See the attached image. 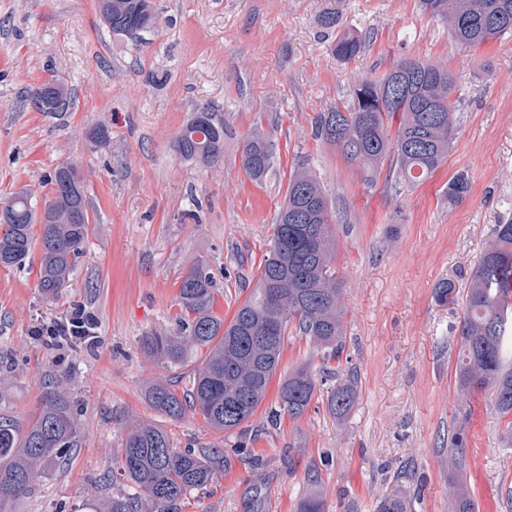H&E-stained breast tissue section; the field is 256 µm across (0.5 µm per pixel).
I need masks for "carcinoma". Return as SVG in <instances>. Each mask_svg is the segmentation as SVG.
I'll return each mask as SVG.
<instances>
[{
  "label": "carcinoma",
  "mask_w": 512,
  "mask_h": 512,
  "mask_svg": "<svg viewBox=\"0 0 512 512\" xmlns=\"http://www.w3.org/2000/svg\"><path fill=\"white\" fill-rule=\"evenodd\" d=\"M425 15L448 20L454 40L464 49H477L512 34V0H418ZM101 20L115 37L145 43L158 15L151 0H98ZM316 22L336 34L330 48L342 61L365 49L367 38L338 31L339 10H324ZM448 68L413 58L394 61L382 76L356 75L351 80V103L316 113L314 136L363 169L365 181L375 183L383 167L386 179L413 187L442 167L454 131L456 101ZM62 99L74 107L64 78L53 75L26 95L39 112L37 98ZM224 120L209 105L197 108L173 141L179 158L209 165L224 156ZM276 146L261 129L244 139L241 166L253 180L273 168ZM50 182L54 196L36 213L30 193L22 190L0 207V266L23 262L40 245V288L48 298L58 295L69 280L89 235L86 187L77 170L55 168ZM470 189L459 174L448 182V202L459 203ZM335 221L327 194L310 167L291 172L286 197L274 227L266 258L254 288L236 310L231 322L217 315L216 279L206 262L197 260L179 288L176 336L142 337L148 358L166 371L176 372L192 356L205 351L193 372L192 383L177 394L170 382L149 385L150 406L172 421L197 414L217 432L237 429L255 415L280 364L288 330L298 327L320 357L297 366L280 379L278 408L299 420L315 395L326 394L328 412L346 417L356 400L352 378L340 380L331 361H340L344 348V309L335 259ZM512 222L499 224L495 238L471 274L464 314L455 327L460 339L455 384L458 395L490 391L494 407L507 423L501 442L512 447ZM78 437L74 402L52 379L42 393L38 411L27 424L0 416V495L28 491L41 468L66 460ZM228 458L220 448L183 449L173 446L168 434L154 424H136L122 441L119 468L131 483L129 491L112 496L106 512H182L192 492L203 491L224 473ZM464 433L455 432L448 448V507L450 512H478L466 477ZM306 489L299 512H324L321 477L317 467L305 473ZM378 512H407L405 499L389 493Z\"/></svg>",
  "instance_id": "carcinoma-1"
}]
</instances>
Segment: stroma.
Instances as JSON below:
<instances>
[{"label": "stroma", "instance_id": "35a3bbf8", "mask_svg": "<svg viewBox=\"0 0 512 512\" xmlns=\"http://www.w3.org/2000/svg\"><path fill=\"white\" fill-rule=\"evenodd\" d=\"M158 23L147 46L112 36L96 0H0V204L27 188L36 210L53 196L54 169L74 164L91 224L84 253L59 298L39 288L40 249L23 265L0 266V373L9 387L0 414L27 422L48 375L77 408L76 448L5 512H92L126 492L118 476L128 427L150 422L174 447L221 448L231 466L183 512H249L262 491L265 512H298L304 474L317 464L325 512H377L396 491L409 512H448V436L463 430L467 474L479 512H512V450L487 392L456 395L453 332L472 271L495 225L512 222V36L462 50L447 20L416 0H154ZM341 28L365 34L348 62L316 23L325 9ZM448 67L457 101L446 163L416 187L367 184L356 164L313 135L315 113L350 101L352 75L380 76L399 58ZM63 76L74 108L46 114L29 88ZM157 82H150V75ZM227 128L224 157L211 167L176 159L172 142L200 106ZM100 124L111 139L87 137ZM271 134L273 168L259 182L242 170L254 128ZM309 161L335 215L342 282L344 360L357 381L347 417L312 401L297 421L271 423L277 384L255 415L219 433L200 416L174 422L149 406L147 384L169 378L141 348L149 334H173L188 268L202 259L216 277V310L232 318L256 283L297 162ZM457 174L470 191L459 204L446 187ZM454 283L441 301L437 287ZM80 306L97 321L94 345L56 347L34 339L41 323ZM248 442L264 463L254 482L234 446Z\"/></svg>", "mask_w": 512, "mask_h": 512}]
</instances>
